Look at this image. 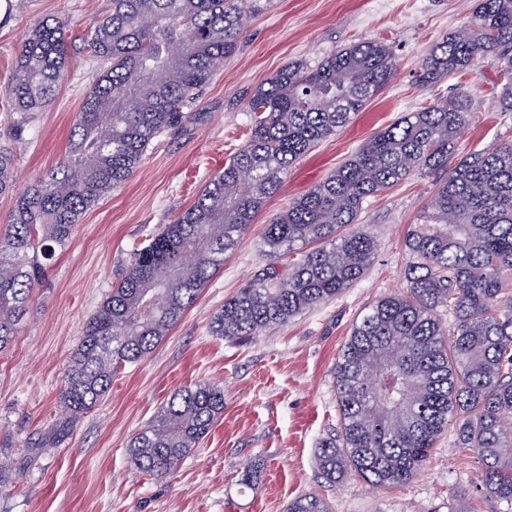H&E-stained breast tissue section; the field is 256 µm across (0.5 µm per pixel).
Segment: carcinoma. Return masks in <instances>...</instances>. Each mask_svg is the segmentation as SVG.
Instances as JSON below:
<instances>
[{"mask_svg":"<svg viewBox=\"0 0 512 512\" xmlns=\"http://www.w3.org/2000/svg\"><path fill=\"white\" fill-rule=\"evenodd\" d=\"M474 2L469 25L422 59L419 85L468 69L494 50L502 72L512 75V0ZM272 6L273 0H110L92 21L86 43L101 67L70 129L68 151L17 193L12 222L0 234V352L81 215L140 167L156 138L190 118L199 88L243 42L244 19ZM67 66L65 23L39 21L8 85L18 129L56 96ZM395 71L391 48L370 40L313 65L290 62L260 84L244 104L249 139L190 207L133 252L86 323L53 432L69 430L104 398L115 372L169 336L292 165L345 127ZM473 111L471 95L457 91L368 138L267 225L269 264L210 321L213 335L240 340L336 298L377 252L370 235L350 229L369 199L416 172L448 169L423 223L408 235L406 290L369 305L336 359L340 434L322 440L315 458L329 482L406 484L451 428L455 446L479 456V488L512 503V142L473 151L448 168ZM16 183L15 154L0 148V195L14 192ZM223 412L217 384L178 390L130 439L133 472L170 476ZM287 512L327 506L319 495L304 494Z\"/></svg>","mask_w":512,"mask_h":512,"instance_id":"obj_1","label":"carcinoma"}]
</instances>
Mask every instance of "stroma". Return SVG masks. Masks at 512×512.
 <instances>
[{
	"instance_id": "35a3bbf8",
	"label": "stroma",
	"mask_w": 512,
	"mask_h": 512,
	"mask_svg": "<svg viewBox=\"0 0 512 512\" xmlns=\"http://www.w3.org/2000/svg\"><path fill=\"white\" fill-rule=\"evenodd\" d=\"M109 7L110 0H0V145L16 152L18 187L63 158L99 69L85 36ZM472 10L473 0H275L271 10L247 19L238 52L201 89L191 119L164 133L126 182L83 213L34 288L17 336L0 352V461L10 466L0 484V512H285L290 500L310 492L331 512H512L477 491V455L455 448L449 431L421 475L395 488L330 483L315 463L320 442L340 430L333 374L338 352L365 307L405 289L406 237L422 220L436 174H414L369 200L361 227L378 250L363 277L336 299L245 340L209 331L225 299L263 268L266 224L401 113L459 90L473 96L477 109L448 157L452 165L512 140V112L498 105L507 79L496 52L429 88L415 81L421 60L448 33L468 25ZM49 16L66 24L68 74L55 100L16 140L6 84L29 30ZM370 39L385 42L395 55L391 83L346 128L295 163L165 341L114 374L109 392L64 441L43 447L84 323L132 249L191 206L245 143V100L290 61L312 63ZM199 382L224 389V412L208 436L171 477L132 473L130 438L174 392ZM250 461L260 471L246 486L241 471Z\"/></svg>"
}]
</instances>
